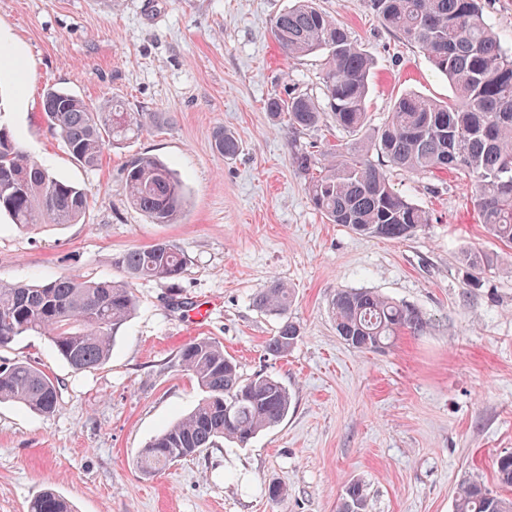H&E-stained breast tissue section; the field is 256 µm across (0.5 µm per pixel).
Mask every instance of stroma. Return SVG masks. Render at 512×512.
<instances>
[{"instance_id": "1", "label": "stroma", "mask_w": 512, "mask_h": 512, "mask_svg": "<svg viewBox=\"0 0 512 512\" xmlns=\"http://www.w3.org/2000/svg\"><path fill=\"white\" fill-rule=\"evenodd\" d=\"M291 3L0 0V60L18 56L26 68L22 82L0 70V124L91 199L76 224L23 230L1 214L0 280H120L114 258L161 239L186 261L177 282H133L137 309L97 368L74 371L36 333L0 349V363H38L58 384L52 415L0 404V512H29L47 488L75 512H336L354 481L367 488L369 512H455L458 488L472 480L512 499L494 467L512 452V247L481 223L463 176L388 168L393 187L430 215L422 231L392 241L328 223L292 160L311 142L376 158L372 132L400 94L445 101L451 88L381 25L369 0H316L376 61L367 128L353 136L327 120L292 129L268 100L304 94L319 103L323 94L320 58L288 59L273 37ZM49 87L97 106L119 99L156 121L86 169L42 118ZM219 127L239 137L237 157L213 149ZM136 154L182 179L177 223H151L129 206L123 169ZM467 252L491 259L479 282ZM273 279L290 289L288 316L301 334L285 357L266 353L279 320L253 304ZM340 289L415 307L428 327L354 350L336 334L331 299ZM194 338L220 343L243 377L281 381L288 415L246 446L224 440L142 473L141 449L201 397L179 361ZM272 485L279 498L269 497Z\"/></svg>"}]
</instances>
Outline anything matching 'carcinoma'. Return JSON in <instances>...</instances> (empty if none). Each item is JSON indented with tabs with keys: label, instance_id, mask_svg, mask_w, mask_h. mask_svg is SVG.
Segmentation results:
<instances>
[{
	"label": "carcinoma",
	"instance_id": "obj_1",
	"mask_svg": "<svg viewBox=\"0 0 512 512\" xmlns=\"http://www.w3.org/2000/svg\"><path fill=\"white\" fill-rule=\"evenodd\" d=\"M378 20L416 46L431 66L448 79L452 102L442 105L409 92L374 130L372 149L390 165L410 172L449 170L468 178L483 224L501 242L512 245V53L506 51L486 20L480 0H370ZM273 34L290 59L309 54L323 58L324 102L305 95L268 101L272 115L308 130L331 119L349 134L366 124L367 95L374 61L341 23L314 0H295L273 23ZM41 110L67 152L83 167L99 165L107 145L139 135L146 112H130L121 101L93 106L77 95L50 87ZM213 149L231 159L239 139L219 128ZM293 161L307 178L315 208L332 224L362 236L404 240L430 223L429 214L391 186L383 168L353 151L322 152L305 145ZM130 204L154 224H172L182 216L186 189L177 174L154 156L132 157L124 168ZM89 207L87 193L57 178L21 149L0 125V213L20 229L79 222ZM464 261L477 279L491 259L475 253ZM127 280H87L66 275L40 284L0 281V349L27 333L50 336L56 354L76 371L94 369L111 355L118 331L131 317L136 299L131 279L175 281L185 258L168 241L128 250L114 260ZM290 292L270 281L253 304L280 317L266 345L285 356L300 332L287 316ZM336 334L358 351L383 347L402 332L421 334L427 322L419 310L366 290L336 291L331 300ZM185 371L204 393L194 409L155 435L136 460L145 473H159L225 439L247 445L259 432L284 420L291 400L286 387L268 375L244 378L222 345L195 339L179 351ZM13 402L43 416L56 410L54 379L26 361L0 365V403ZM498 482L512 487V453L495 460ZM363 484L346 488L338 512H367ZM30 512H72L70 503L46 490ZM455 512H512V501L478 481L462 485Z\"/></svg>",
	"mask_w": 512,
	"mask_h": 512
}]
</instances>
